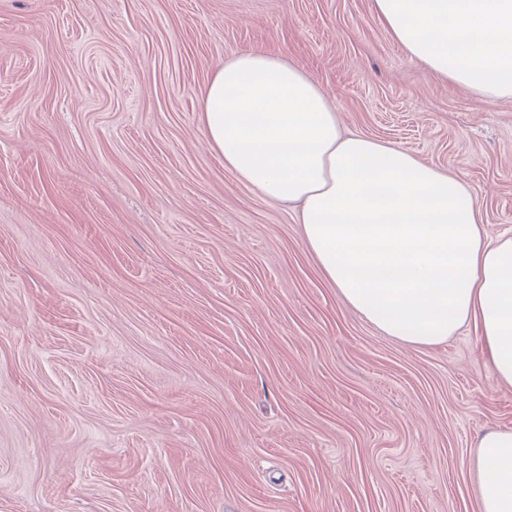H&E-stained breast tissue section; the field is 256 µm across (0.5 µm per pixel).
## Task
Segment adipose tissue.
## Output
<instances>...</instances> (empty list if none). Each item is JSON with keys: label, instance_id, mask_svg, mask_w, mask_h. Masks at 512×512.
Segmentation results:
<instances>
[{"label": "adipose tissue", "instance_id": "obj_1", "mask_svg": "<svg viewBox=\"0 0 512 512\" xmlns=\"http://www.w3.org/2000/svg\"><path fill=\"white\" fill-rule=\"evenodd\" d=\"M409 55L486 99L512 98V0H374ZM209 147L265 198L299 208L303 240L342 301L383 334L431 347L474 323L512 386V236L488 239L474 189L407 149L342 135L323 89L245 52L202 98ZM479 512H512V429L474 451Z\"/></svg>", "mask_w": 512, "mask_h": 512}]
</instances>
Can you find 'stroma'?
<instances>
[{
  "label": "stroma",
  "mask_w": 512,
  "mask_h": 512,
  "mask_svg": "<svg viewBox=\"0 0 512 512\" xmlns=\"http://www.w3.org/2000/svg\"><path fill=\"white\" fill-rule=\"evenodd\" d=\"M244 51L512 235V99L410 58L374 0H0V512H478L512 386L474 325L382 334L225 169L200 102Z\"/></svg>",
  "instance_id": "35a3bbf8"
}]
</instances>
